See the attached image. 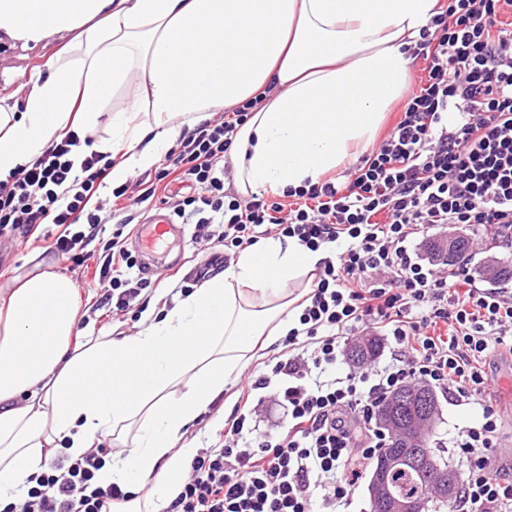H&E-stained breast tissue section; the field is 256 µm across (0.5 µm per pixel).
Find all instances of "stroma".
<instances>
[{
  "label": "stroma",
  "instance_id": "stroma-1",
  "mask_svg": "<svg viewBox=\"0 0 512 512\" xmlns=\"http://www.w3.org/2000/svg\"><path fill=\"white\" fill-rule=\"evenodd\" d=\"M64 42L65 39L61 36L38 44H23L6 37L0 39V97L22 99L32 75L44 69ZM183 189V184L173 182L167 188L157 189L153 198L138 206H128L123 199L109 203L108 208L114 213L113 221L102 225L95 241L89 243V250L99 249L101 243L111 239L113 231L116 230L122 233L120 243L124 249L134 250L137 222L154 214L163 198ZM213 251V246L190 243L183 251L180 268H156L150 279L157 287V296L167 295L175 300L179 297L178 286L185 284L189 288H197V281H185L184 275L186 271L203 263ZM95 269L96 263L92 260L78 265L58 258L51 252L48 241L25 238L16 232L0 236V286L14 284L27 275L42 270H51L66 276L78 290L82 311L80 329L128 335L139 329L144 314L157 313L158 308L153 303L148 304L144 312L133 310L123 316L113 312L111 306L102 305L101 298L108 285L100 281ZM489 371L492 375L491 395L503 422L500 444L490 455V467L494 470H507L512 468V357L505 355L492 359ZM478 419L479 414L475 410L441 402L440 420L430 439L432 443L444 448V457L449 464L457 462L455 451L450 447V439L455 429L474 424Z\"/></svg>",
  "mask_w": 512,
  "mask_h": 512
}]
</instances>
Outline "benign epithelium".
Segmentation results:
<instances>
[{"label": "benign epithelium", "instance_id": "1", "mask_svg": "<svg viewBox=\"0 0 512 512\" xmlns=\"http://www.w3.org/2000/svg\"><path fill=\"white\" fill-rule=\"evenodd\" d=\"M401 403L409 405L410 416L403 420L402 431L412 440L426 429L433 418V413L430 412L431 397L427 393L414 390L403 393ZM421 464L422 457L418 454L386 456L378 461L368 485V493L371 500L379 503L382 512H430L429 500L438 502L452 496L461 481V474L451 469H443L437 464L434 465L436 473L433 496L421 495L409 499L396 493L390 475L404 466L418 468Z\"/></svg>", "mask_w": 512, "mask_h": 512}]
</instances>
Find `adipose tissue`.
I'll return each mask as SVG.
<instances>
[{"mask_svg":"<svg viewBox=\"0 0 512 512\" xmlns=\"http://www.w3.org/2000/svg\"><path fill=\"white\" fill-rule=\"evenodd\" d=\"M439 0H0V35L67 44L22 102L0 98V178L69 130L126 145L112 183L152 169L208 113L266 99L235 135L241 197L317 183L369 148L411 84L413 46ZM136 84L131 108L109 111ZM324 251L268 238L145 318L133 334L79 330L78 292L53 271L0 289V501L112 441L96 486H125L124 512H161L193 451L179 440L261 345L286 336Z\"/></svg>","mask_w":512,"mask_h":512,"instance_id":"ef3b65f1","label":"adipose tissue"}]
</instances>
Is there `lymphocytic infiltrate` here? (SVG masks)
<instances>
[{
	"label": "lymphocytic infiltrate",
	"instance_id": "obj_1",
	"mask_svg": "<svg viewBox=\"0 0 512 512\" xmlns=\"http://www.w3.org/2000/svg\"><path fill=\"white\" fill-rule=\"evenodd\" d=\"M511 5L448 0L408 49L424 61V77L346 181L276 197L226 192L224 161L260 94L182 133L149 186H111L108 154L89 153L74 167L72 154L91 139L72 131L0 180V235L27 237L54 225L52 251L75 262L87 261L86 246L110 220L101 189L138 205L170 177L195 189L171 205L176 219L194 225L195 240L234 253L282 236L327 252L298 326L282 341V359L242 388L217 445L192 457L164 512H336L388 442L378 408L412 380L480 412L451 438L466 468L455 512H512V474L488 465L502 419L487 396L486 370L488 358L512 351V289L485 286L464 265L449 273L447 262L420 259L414 247L423 230L456 224L512 242V21L502 19ZM96 259L115 309L132 310L151 285L137 256L109 241ZM371 329L389 342V359L333 376L349 341ZM267 388L286 407L287 422L260 435L258 393ZM108 454L100 445L75 461L55 457L36 486L0 512H112L131 494L115 484L93 488Z\"/></svg>",
	"mask_w": 512,
	"mask_h": 512
}]
</instances>
